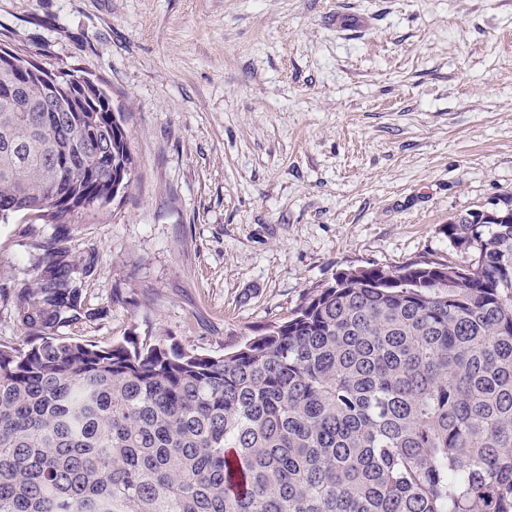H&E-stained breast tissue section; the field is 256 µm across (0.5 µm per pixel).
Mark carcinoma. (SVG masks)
I'll return each instance as SVG.
<instances>
[{"mask_svg":"<svg viewBox=\"0 0 512 512\" xmlns=\"http://www.w3.org/2000/svg\"><path fill=\"white\" fill-rule=\"evenodd\" d=\"M30 65L0 48V217L65 222L134 160L106 91L55 74L61 123ZM442 233L464 264L343 271L224 354L55 335L90 313L48 262L0 344V512H512V195Z\"/></svg>","mask_w":512,"mask_h":512,"instance_id":"cac0c4a2","label":"carcinoma"}]
</instances>
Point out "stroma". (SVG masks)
Instances as JSON below:
<instances>
[{"label":"stroma","instance_id":"obj_1","mask_svg":"<svg viewBox=\"0 0 512 512\" xmlns=\"http://www.w3.org/2000/svg\"><path fill=\"white\" fill-rule=\"evenodd\" d=\"M0 48L98 82L130 186L0 223V343L49 259L91 319L221 353L343 270L461 262L449 218L512 193V0H0Z\"/></svg>","mask_w":512,"mask_h":512}]
</instances>
